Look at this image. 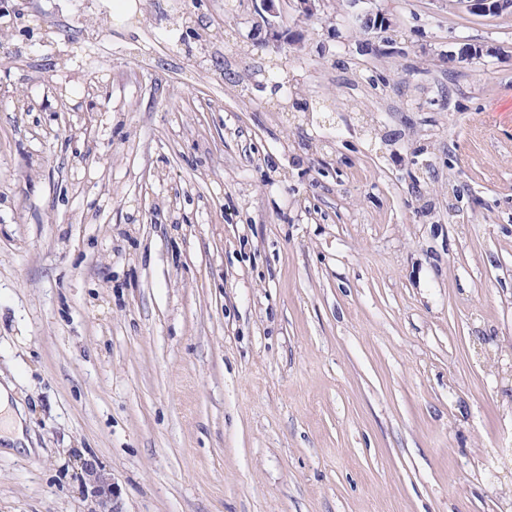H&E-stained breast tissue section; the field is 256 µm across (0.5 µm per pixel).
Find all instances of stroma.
Returning a JSON list of instances; mask_svg holds the SVG:
<instances>
[{"mask_svg": "<svg viewBox=\"0 0 512 512\" xmlns=\"http://www.w3.org/2000/svg\"><path fill=\"white\" fill-rule=\"evenodd\" d=\"M369 7L0 0V512H512V14ZM12 386L5 387L0 384V412L4 416L5 430L0 434L3 444L13 446L19 450L27 449L29 452L32 448L28 447L29 443L25 438L26 416L20 407L13 408L10 405V393ZM26 446V448H24Z\"/></svg>", "mask_w": 512, "mask_h": 512, "instance_id": "1", "label": "stroma"}]
</instances>
